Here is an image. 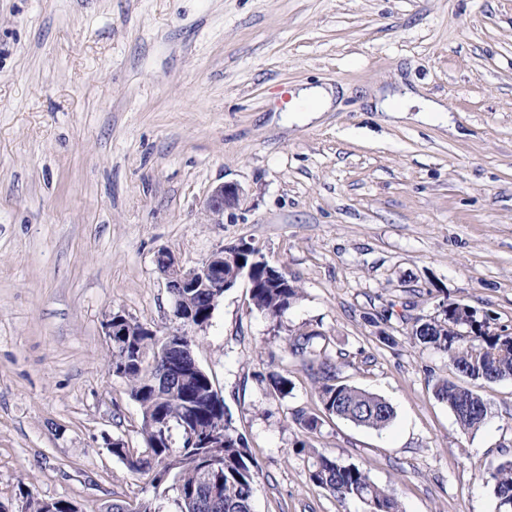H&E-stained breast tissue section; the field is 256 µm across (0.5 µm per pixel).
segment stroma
Masks as SVG:
<instances>
[{
	"label": "stroma",
	"instance_id": "1",
	"mask_svg": "<svg viewBox=\"0 0 512 512\" xmlns=\"http://www.w3.org/2000/svg\"><path fill=\"white\" fill-rule=\"evenodd\" d=\"M308 83L342 91L313 119ZM404 89L439 111L376 109ZM223 182L240 201L219 224ZM242 240L301 289L273 320L239 281L194 348L261 470L255 512H368L310 481L302 440L403 512H497L512 379L462 432L433 394L459 375L409 321L450 299L512 333V0H0V512H176L109 448L144 440L106 324L168 325L158 250L190 267ZM298 331L392 404L388 428L293 423L322 410L315 375L285 357L284 398L265 377ZM239 199L240 188L236 184H219L211 190L205 202L204 214L219 223L224 219V211L235 207Z\"/></svg>",
	"mask_w": 512,
	"mask_h": 512
}]
</instances>
